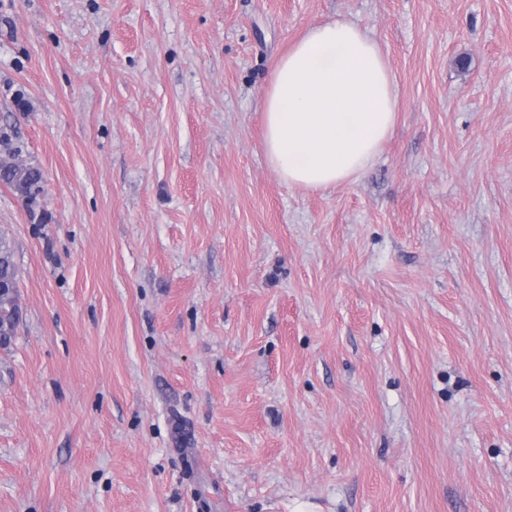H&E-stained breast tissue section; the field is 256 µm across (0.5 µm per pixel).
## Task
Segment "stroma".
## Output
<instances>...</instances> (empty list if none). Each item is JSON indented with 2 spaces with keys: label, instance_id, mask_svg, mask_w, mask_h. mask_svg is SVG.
<instances>
[{
  "label": "stroma",
  "instance_id": "stroma-1",
  "mask_svg": "<svg viewBox=\"0 0 512 512\" xmlns=\"http://www.w3.org/2000/svg\"><path fill=\"white\" fill-rule=\"evenodd\" d=\"M345 20L395 131L280 181L275 60ZM0 512H512V0H0ZM2 136L0 137V181L3 180L5 184L12 185L25 194L24 196L28 202L36 198L41 191V180L42 176L37 168L32 166H4L2 161L13 159L19 156L22 152L20 146H18L10 134L4 129H1ZM8 157V159H6ZM2 167L9 170L7 174L2 172Z\"/></svg>",
  "mask_w": 512,
  "mask_h": 512
}]
</instances>
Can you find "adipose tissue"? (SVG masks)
I'll use <instances>...</instances> for the list:
<instances>
[{
    "label": "adipose tissue",
    "instance_id": "ef3b65f1",
    "mask_svg": "<svg viewBox=\"0 0 512 512\" xmlns=\"http://www.w3.org/2000/svg\"><path fill=\"white\" fill-rule=\"evenodd\" d=\"M396 112L380 43L343 20L312 26L276 59L263 95L267 163L305 190L355 181L390 138Z\"/></svg>",
    "mask_w": 512,
    "mask_h": 512
}]
</instances>
